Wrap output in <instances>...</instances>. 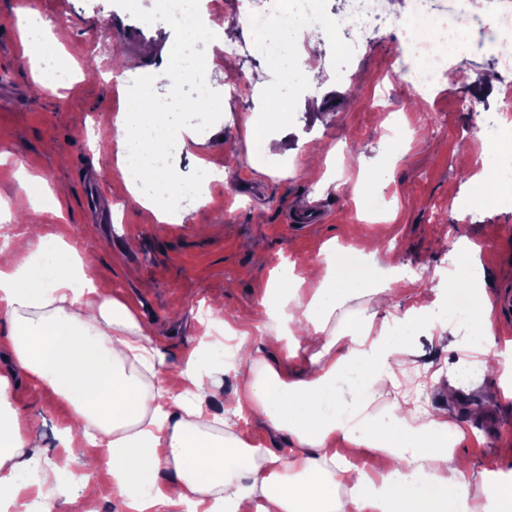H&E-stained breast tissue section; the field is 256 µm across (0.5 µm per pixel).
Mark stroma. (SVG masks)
Listing matches in <instances>:
<instances>
[{
	"label": "stroma",
	"instance_id": "1",
	"mask_svg": "<svg viewBox=\"0 0 512 512\" xmlns=\"http://www.w3.org/2000/svg\"><path fill=\"white\" fill-rule=\"evenodd\" d=\"M19 6V0H0V155L8 157L0 164V198L29 208L27 174L51 188L67 186L63 218L45 215L44 230L95 222L93 235L81 240L83 256L100 270V289L130 300L139 320L153 327L168 364L183 363L210 333L204 315L213 298L223 299L224 316L232 318L256 304L281 269H305L329 243L352 249L374 237L381 241L380 265L412 275L434 301L407 343L404 373L377 409L406 405L415 378L429 374L438 390L428 400L431 408L466 420L456 448L474 460L473 495L482 496L491 477L512 472V397L500 394L512 378L499 371L479 376L464 401L450 400L449 379L471 363L473 329L439 317L448 307L458 240L478 245L489 297L512 286V202L473 200L479 192L474 177L483 169L478 132L495 118L512 133L501 111L507 87L496 61L478 46L479 21L471 23L467 52L450 61L454 79H440L427 100L406 84L413 59L401 49V29L366 40L352 30L326 32L308 46L311 74L293 95L287 137H272L254 165L246 151L225 152L224 143H245V117H264L269 91L280 82L277 52H251L253 39L240 29L250 16L245 0H198L200 21L238 27L235 41L244 51L234 56L227 44L197 40L214 59L215 103L207 128L190 116L178 122L195 140L168 156L166 170L191 191L178 221L157 224L131 199L105 125L122 105L141 102L140 79L184 39L182 25L159 18L155 0H141L134 15L123 0H36L50 24L42 59H56L74 75L57 91H40L13 43ZM102 41L118 82L86 67ZM201 158L223 174L206 184L202 198L195 192ZM378 161L391 181L369 211L357 186L372 178ZM313 203L324 208V223H287L290 212ZM12 402L30 414L42 446L56 454L67 407L25 383Z\"/></svg>",
	"mask_w": 512,
	"mask_h": 512
}]
</instances>
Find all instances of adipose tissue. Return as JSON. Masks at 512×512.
I'll use <instances>...</instances> for the list:
<instances>
[{"label":"adipose tissue","instance_id":"1","mask_svg":"<svg viewBox=\"0 0 512 512\" xmlns=\"http://www.w3.org/2000/svg\"><path fill=\"white\" fill-rule=\"evenodd\" d=\"M276 64L282 82L268 114L284 130L286 90L307 78L309 66L288 52ZM172 124L171 113L151 103L119 113L113 126L128 191L160 224L171 211L148 189L168 180L155 159ZM364 257L361 249H332L304 276L279 272L258 309L240 318V368L228 406L292 438V448L274 450L211 408L199 351L167 366L133 305L98 290L96 267L65 233H20L13 248H0L7 311L0 349L8 354L0 366V512L73 502L91 482L122 512H488L491 502L512 512V481L488 486L484 498L472 495L469 463L455 448L463 434L456 416L395 405L374 411L409 351L376 313L339 322L337 309L366 295L384 305L396 291L422 310L430 302L427 289ZM482 279L474 252L460 246L448 302L471 311L480 349L494 334ZM262 316L270 326L256 348L248 329ZM264 346L283 347V363L262 358ZM292 364L301 374L289 373ZM22 381L69 410L56 460H47L30 416L8 406Z\"/></svg>","mask_w":512,"mask_h":512}]
</instances>
